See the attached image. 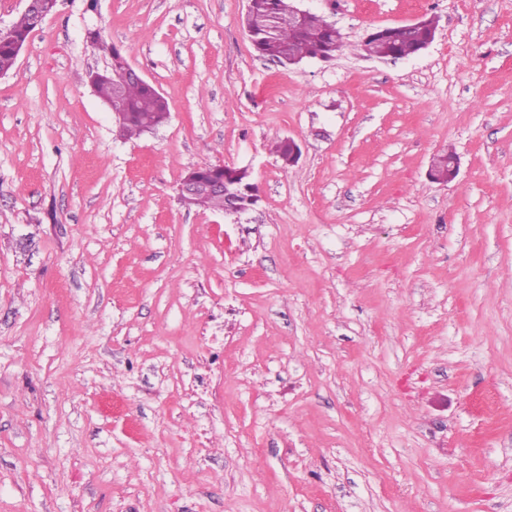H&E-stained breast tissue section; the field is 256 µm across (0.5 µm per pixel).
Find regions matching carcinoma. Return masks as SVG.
Returning <instances> with one entry per match:
<instances>
[{"instance_id":"carcinoma-1","label":"carcinoma","mask_w":512,"mask_h":512,"mask_svg":"<svg viewBox=\"0 0 512 512\" xmlns=\"http://www.w3.org/2000/svg\"><path fill=\"white\" fill-rule=\"evenodd\" d=\"M296 0H249L242 21L255 51L262 57L286 65L288 58L300 63L318 57L329 60L343 50V36L329 22L310 15L298 24L288 23L297 13ZM40 25L34 16L24 13L11 24L10 34L0 39V71H10L16 65V47L26 43L30 33ZM438 23L433 15H425L411 30L401 26L378 28L368 34L362 51L376 56L394 55L406 58L419 53L435 39ZM96 94L112 111L122 115L120 131L127 136H139L165 123L169 105L165 97L152 85L129 82L116 89L117 78L113 66L88 72ZM226 196L200 195L194 206L213 211H224L226 199L249 210L259 202L254 184L246 171L224 169Z\"/></svg>"}]
</instances>
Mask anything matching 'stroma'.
Wrapping results in <instances>:
<instances>
[{
    "label": "stroma",
    "instance_id": "obj_1",
    "mask_svg": "<svg viewBox=\"0 0 512 512\" xmlns=\"http://www.w3.org/2000/svg\"><path fill=\"white\" fill-rule=\"evenodd\" d=\"M298 3L334 60L259 56L246 0H60L0 77V512H512V0ZM111 45L154 131L87 84ZM217 162L255 209L180 202ZM420 24L411 30H406L418 24V20L403 24V28L389 26L378 28L366 37L362 43V51L376 56L394 55L406 58L427 48L435 39L438 23L433 15L420 18ZM110 52V66L103 70H90L87 75L96 94L109 108L112 104V112L122 115L118 122L120 131L130 137L139 136L165 123L169 117L167 100L152 84L138 83L145 82L143 75L126 59L118 60L121 64L119 79L126 83L117 93L113 59L122 57L123 53L115 46L110 47Z\"/></svg>",
    "mask_w": 512,
    "mask_h": 512
}]
</instances>
